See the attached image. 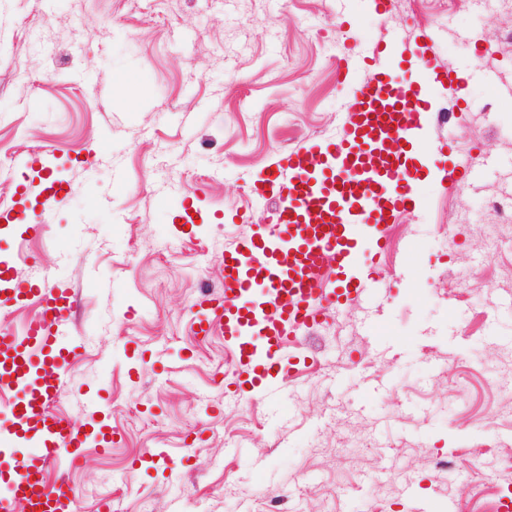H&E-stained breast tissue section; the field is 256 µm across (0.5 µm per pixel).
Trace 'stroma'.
Wrapping results in <instances>:
<instances>
[{
  "instance_id": "stroma-1",
  "label": "stroma",
  "mask_w": 512,
  "mask_h": 512,
  "mask_svg": "<svg viewBox=\"0 0 512 512\" xmlns=\"http://www.w3.org/2000/svg\"><path fill=\"white\" fill-rule=\"evenodd\" d=\"M424 27L437 69L495 77L463 91L478 174L451 189L412 158L423 211L394 223L380 288L319 326L275 398L239 400L221 337L192 333L200 285L268 223L254 183L272 156L335 132L339 45L366 56ZM510 31L503 0H395L382 21L363 0H0V209L43 148L70 182L16 275L73 293L85 349L56 407L115 440L70 473L79 512H265L275 495L290 512H417L411 482L429 512L512 495V225L488 206L512 199ZM190 189L205 221L187 234Z\"/></svg>"
}]
</instances>
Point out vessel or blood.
Wrapping results in <instances>:
<instances>
[{
  "label": "vessel or blood",
  "instance_id": "vessel-or-blood-1",
  "mask_svg": "<svg viewBox=\"0 0 512 512\" xmlns=\"http://www.w3.org/2000/svg\"><path fill=\"white\" fill-rule=\"evenodd\" d=\"M435 53L430 30L415 46L392 32L363 60L370 77L354 80L353 55L341 46L339 79L350 104L338 133L279 153L257 181L258 199L277 202L270 224L241 235L225 251L219 286L203 292L191 308L195 336H223L238 379L249 380L242 398L254 390L274 397L300 334L372 291L389 224L419 208L414 186L422 175L410 166L408 151L446 157L450 185L476 177L453 140L428 135L437 112L434 98L459 104L467 75L438 73L434 97L406 77L431 68ZM387 139L401 147L386 160L380 150ZM0 221L34 237L45 216L17 207L1 211ZM17 258L13 251L0 253V304L32 303L40 313L22 331H0V390L9 395V424L0 429V465L7 467L0 512H14L21 497L27 512H76L74 487L63 478L48 482L45 466H72L91 444L108 451L111 438L91 436L85 425L55 410L80 353L67 335L72 295L48 279L17 287Z\"/></svg>",
  "mask_w": 512,
  "mask_h": 512
}]
</instances>
